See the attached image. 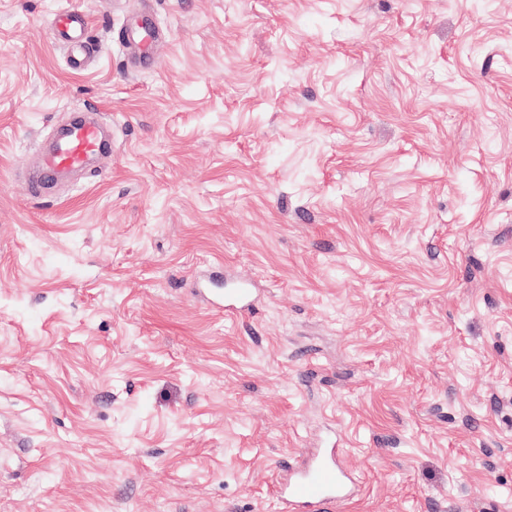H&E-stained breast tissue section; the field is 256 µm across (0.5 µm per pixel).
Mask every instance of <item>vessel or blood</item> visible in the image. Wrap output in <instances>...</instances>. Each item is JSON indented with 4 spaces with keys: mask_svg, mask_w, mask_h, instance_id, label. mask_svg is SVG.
Here are the masks:
<instances>
[{
    "mask_svg": "<svg viewBox=\"0 0 512 512\" xmlns=\"http://www.w3.org/2000/svg\"><path fill=\"white\" fill-rule=\"evenodd\" d=\"M88 29L87 18L75 9L59 12L52 27L53 39L71 45V67L77 71L85 68L92 53ZM106 142L104 117L98 113L85 116L71 123L42 156L40 169L58 174L85 170L104 153ZM283 472L276 494L287 512H335L339 504L352 500L358 492L338 448L317 449L306 465L298 468L290 464Z\"/></svg>",
    "mask_w": 512,
    "mask_h": 512,
    "instance_id": "b4317fda",
    "label": "vessel or blood"
}]
</instances>
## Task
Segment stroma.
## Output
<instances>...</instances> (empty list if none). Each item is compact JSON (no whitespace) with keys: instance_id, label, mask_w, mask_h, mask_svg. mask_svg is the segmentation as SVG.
Returning a JSON list of instances; mask_svg holds the SVG:
<instances>
[{"instance_id":"stroma-1","label":"stroma","mask_w":512,"mask_h":512,"mask_svg":"<svg viewBox=\"0 0 512 512\" xmlns=\"http://www.w3.org/2000/svg\"><path fill=\"white\" fill-rule=\"evenodd\" d=\"M328 436L336 512H512V0H0V512H280ZM90 27L87 18L78 10L68 9L58 13L52 30L54 40L72 46L71 67L81 71L86 66V59L93 52L91 39L87 35ZM105 123L100 112L71 123L52 149L42 156L40 170L58 174L84 171L90 161L105 152Z\"/></svg>"}]
</instances>
